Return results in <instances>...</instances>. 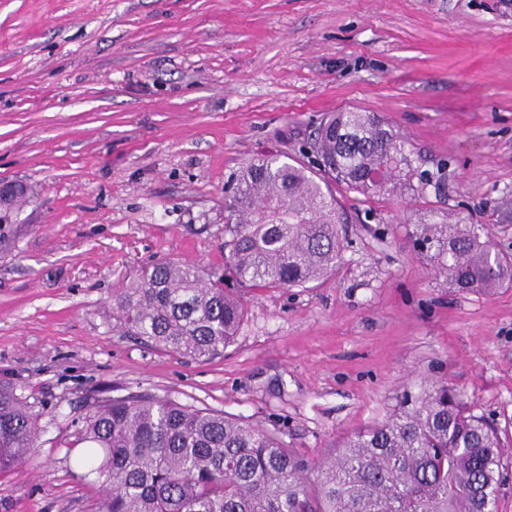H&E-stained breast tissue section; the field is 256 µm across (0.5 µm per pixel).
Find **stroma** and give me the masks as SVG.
Returning a JSON list of instances; mask_svg holds the SVG:
<instances>
[{"mask_svg": "<svg viewBox=\"0 0 512 512\" xmlns=\"http://www.w3.org/2000/svg\"><path fill=\"white\" fill-rule=\"evenodd\" d=\"M348 109L445 164L444 195L338 193L339 271L243 291L222 356L117 328L147 265L223 264L233 172ZM1 179L32 194L0 232V381L43 415L0 512H97L69 442L108 396L242 416L313 464L443 381L512 438V288H450L409 240L439 210L512 251V0H0Z\"/></svg>", "mask_w": 512, "mask_h": 512, "instance_id": "stroma-1", "label": "stroma"}]
</instances>
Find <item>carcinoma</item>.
<instances>
[{
  "instance_id": "1",
  "label": "carcinoma",
  "mask_w": 512,
  "mask_h": 512,
  "mask_svg": "<svg viewBox=\"0 0 512 512\" xmlns=\"http://www.w3.org/2000/svg\"><path fill=\"white\" fill-rule=\"evenodd\" d=\"M407 140L383 119L354 110L323 118L303 153L319 168L274 152L246 162L224 198V264L205 271L159 261L113 296L120 327L193 360L224 354L246 309L241 288H295L326 279L342 261L345 209L335 187L390 195L442 180L418 171ZM23 185L0 194L17 221ZM434 273L466 293L512 286V253L484 224L448 214L414 225ZM41 413L0 384V473L37 447ZM68 447L86 446L83 478L99 484L98 512H498L512 456L498 424L438 382L405 392L383 421L341 439L316 466L247 419L168 397H113L90 410Z\"/></svg>"
}]
</instances>
